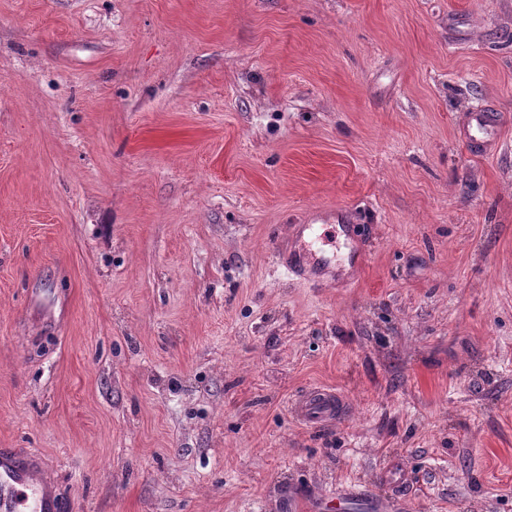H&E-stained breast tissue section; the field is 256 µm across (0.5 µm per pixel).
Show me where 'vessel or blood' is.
<instances>
[{
  "label": "vessel or blood",
  "mask_w": 512,
  "mask_h": 512,
  "mask_svg": "<svg viewBox=\"0 0 512 512\" xmlns=\"http://www.w3.org/2000/svg\"><path fill=\"white\" fill-rule=\"evenodd\" d=\"M343 402L338 393L315 388L296 398L291 410L298 420L330 424L340 419ZM54 485L36 462H23L0 453V512H59Z\"/></svg>",
  "instance_id": "b4317fda"
}]
</instances>
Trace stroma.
<instances>
[{
    "label": "stroma",
    "mask_w": 512,
    "mask_h": 512,
    "mask_svg": "<svg viewBox=\"0 0 512 512\" xmlns=\"http://www.w3.org/2000/svg\"><path fill=\"white\" fill-rule=\"evenodd\" d=\"M12 448L60 512H512V0H0ZM343 402L338 393L327 388H314L298 396L291 405L298 420L331 424L340 419Z\"/></svg>",
    "instance_id": "stroma-1"
}]
</instances>
